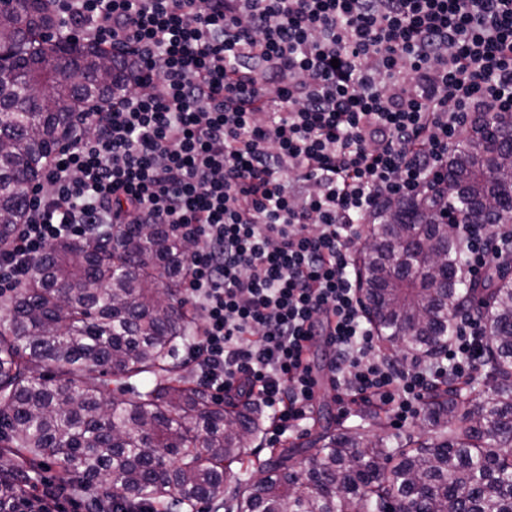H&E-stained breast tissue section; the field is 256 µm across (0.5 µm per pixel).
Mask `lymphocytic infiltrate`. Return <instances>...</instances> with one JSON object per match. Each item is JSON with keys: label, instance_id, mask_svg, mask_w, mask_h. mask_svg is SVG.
Instances as JSON below:
<instances>
[{"label": "lymphocytic infiltrate", "instance_id": "obj_1", "mask_svg": "<svg viewBox=\"0 0 512 512\" xmlns=\"http://www.w3.org/2000/svg\"><path fill=\"white\" fill-rule=\"evenodd\" d=\"M57 33L123 66L77 113L33 186L0 293L95 224H163L188 243L201 388L259 405L286 436L314 407L329 351L351 404L408 420L485 340L455 321L443 357L376 358L352 253L390 201L445 189L478 113H512V0H56ZM478 280L511 224H461Z\"/></svg>", "mask_w": 512, "mask_h": 512}]
</instances>
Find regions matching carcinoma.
<instances>
[{"label": "carcinoma", "instance_id": "carcinoma-1", "mask_svg": "<svg viewBox=\"0 0 512 512\" xmlns=\"http://www.w3.org/2000/svg\"><path fill=\"white\" fill-rule=\"evenodd\" d=\"M0 6V55L23 65L0 75V244L9 242L31 186L60 145V124L112 98L107 52L52 41L45 4ZM471 125L448 159V214L463 224L512 189V114ZM432 196L400 200L376 217L357 249L365 312L381 341L436 354L468 308L486 335L492 385L448 382L428 396L439 434L409 448L359 431L322 438L306 473L289 458H247L257 411L226 408L170 362L191 341L182 297L186 246L160 224H100L60 239L35 261L0 320V509L23 512L42 466L78 483L113 512H512V284L508 254L483 282L461 283L451 224L417 221ZM112 375L136 378V397L106 400ZM260 473L235 487V463Z\"/></svg>", "mask_w": 512, "mask_h": 512}]
</instances>
